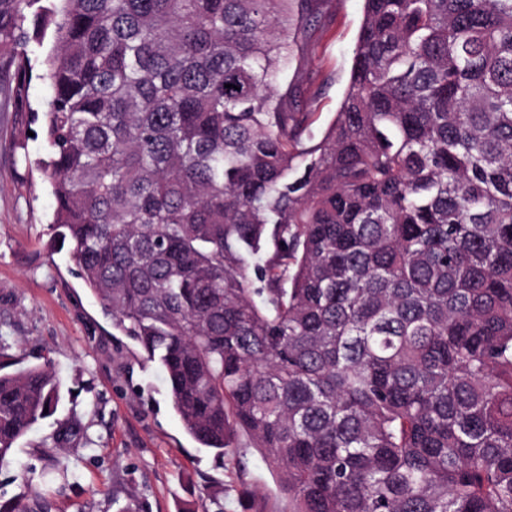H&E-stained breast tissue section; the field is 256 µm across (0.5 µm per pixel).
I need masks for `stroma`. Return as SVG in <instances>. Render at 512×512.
Returning a JSON list of instances; mask_svg holds the SVG:
<instances>
[{
    "instance_id": "1",
    "label": "stroma",
    "mask_w": 512,
    "mask_h": 512,
    "mask_svg": "<svg viewBox=\"0 0 512 512\" xmlns=\"http://www.w3.org/2000/svg\"><path fill=\"white\" fill-rule=\"evenodd\" d=\"M362 19L363 0H331L311 34L314 138L343 96ZM11 73L0 60V351L50 364L63 398L17 441L15 467L0 470V499L38 494L47 512H286L279 472L259 449L219 457L186 433L162 369L113 329L69 244H53L55 200L34 166L44 137L39 124H19ZM63 433L72 472L48 484L41 451Z\"/></svg>"
}]
</instances>
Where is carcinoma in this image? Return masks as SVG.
Masks as SVG:
<instances>
[{
	"label": "carcinoma",
	"instance_id": "obj_1",
	"mask_svg": "<svg viewBox=\"0 0 512 512\" xmlns=\"http://www.w3.org/2000/svg\"><path fill=\"white\" fill-rule=\"evenodd\" d=\"M327 7L0 0L57 236L186 432L245 435L289 512H512V0H364L316 142L284 74ZM60 398L0 353V469ZM49 46H50V44H49V41L47 38L44 43L43 48H41V49L33 48L36 50V53H35V55H32V54L30 55V57L32 58V64L34 65L33 79H32L31 87H30V99H31L34 107L42 108V105L50 97V90H49L48 86L36 77L37 74H39L41 72V67H40L39 63L35 62L36 56H39V58H41L48 51Z\"/></svg>",
	"mask_w": 512,
	"mask_h": 512
}]
</instances>
